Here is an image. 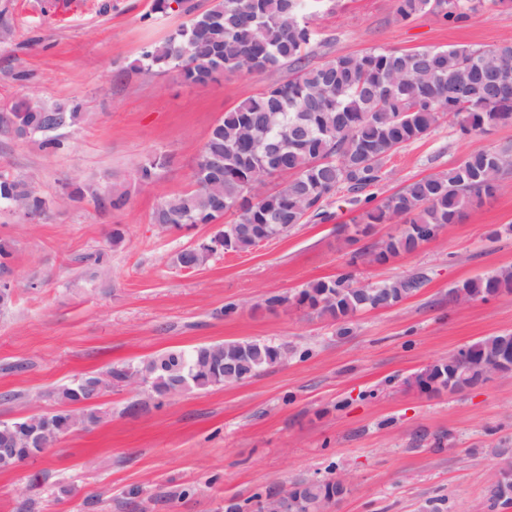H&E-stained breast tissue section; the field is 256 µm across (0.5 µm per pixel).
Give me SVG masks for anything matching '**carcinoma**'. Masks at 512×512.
<instances>
[{
    "label": "carcinoma",
    "mask_w": 512,
    "mask_h": 512,
    "mask_svg": "<svg viewBox=\"0 0 512 512\" xmlns=\"http://www.w3.org/2000/svg\"><path fill=\"white\" fill-rule=\"evenodd\" d=\"M313 0H214L203 9L192 0H154L153 11L189 16L169 38L143 51L136 65L145 78L162 68L177 71L188 85L205 86L226 73H261L288 68V81L265 88L224 112L199 150L194 188L166 198L152 213V223L181 229L214 224L226 213L237 219L220 227L207 241L176 254L183 269L205 266L226 250L247 251L257 240L282 237L298 224L324 220L325 200L344 190L360 206L354 223L365 232L375 224L402 223L398 234L381 248L367 252L384 263L409 253L455 223L467 210L493 197L512 175V147L478 150L446 173L416 180L369 207L361 194L381 182L383 162L401 148L422 139L441 120L457 121L464 136H482L512 122V39L477 48H425L414 51H366L338 54L313 65L317 31L312 25ZM396 15L407 20L420 13L440 14L456 22L477 13L512 8V0H394ZM7 120L17 134L41 139L58 149L57 125L74 128L85 120L83 106L13 103ZM165 159L155 156L137 170L144 183L155 180ZM275 181L270 190L266 182ZM89 187L66 184L60 199L43 196L25 180L0 172V205L32 217H43L59 200L79 203ZM421 287L417 277L364 285L351 271L317 281L293 297L272 295L270 308L284 304L332 319L338 333H349L357 313L392 306ZM456 291L486 299L499 291L512 293V267L469 280ZM512 333L486 337L472 345L473 362L464 386L477 384L485 362ZM288 345L260 341H224L170 350L137 364L112 366V384L128 377L142 380L159 398L188 390H208L227 383L233 373L252 378L288 358ZM448 360L442 358L424 374L448 387ZM59 410L52 444L74 425L95 426L103 419L82 382L55 392ZM15 438L18 456L0 458V470L37 458L41 442L12 436L10 423L0 422V442ZM343 494L330 484L304 482L296 487V512H320Z\"/></svg>",
    "instance_id": "cac0c4a2"
}]
</instances>
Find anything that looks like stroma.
Here are the masks:
<instances>
[{"label": "stroma", "instance_id": "obj_1", "mask_svg": "<svg viewBox=\"0 0 512 512\" xmlns=\"http://www.w3.org/2000/svg\"><path fill=\"white\" fill-rule=\"evenodd\" d=\"M60 20L38 0H0L13 28L0 40V112L17 99L82 102L87 121L52 151L0 124V170L55 198L78 177L95 191L124 186L128 202L102 210L93 195L28 222L0 208V238L15 245L16 293L0 313V422L56 410L53 393L110 366L173 348L259 340L293 348L287 362L240 383L163 401L142 387L105 391L103 421L76 426L34 461L0 471V512H251L259 496L299 482L345 476L324 512H476L488 497L497 448H512V378L461 393H425L408 376L460 347L512 332V294L457 301L464 281L512 265V182L443 227L418 250L383 264L360 259L398 224L349 242L359 210L338 192L324 223L299 224L246 252L204 267L174 265L177 252L214 234L212 224L167 230L151 221L163 197L193 187L196 155L225 111L287 70L227 74L206 86L176 71L151 78L135 66L182 14L153 13V0H86ZM313 25L317 60L367 50L479 47L512 39V9L451 23L434 13L399 19L393 0H323ZM512 142V123L460 137L444 121L384 163L369 194L380 204L422 177L447 172L472 151ZM166 155L155 183L136 170ZM124 240L113 245V228ZM108 251L107 269L90 255ZM351 270L365 283L419 276L413 295L335 322L268 296Z\"/></svg>", "mask_w": 512, "mask_h": 512}]
</instances>
